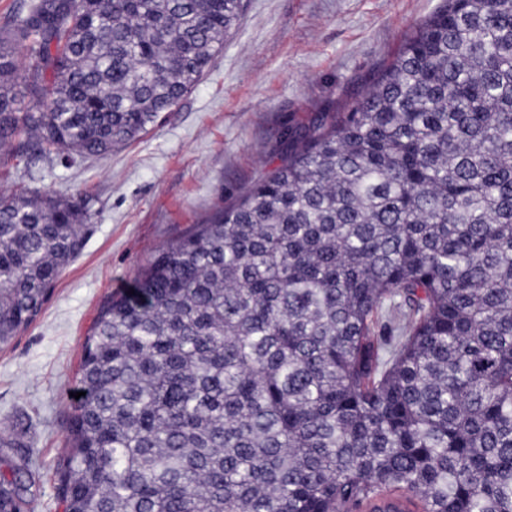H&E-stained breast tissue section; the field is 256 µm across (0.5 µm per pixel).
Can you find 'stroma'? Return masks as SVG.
Returning <instances> with one entry per match:
<instances>
[{
	"mask_svg": "<svg viewBox=\"0 0 512 512\" xmlns=\"http://www.w3.org/2000/svg\"><path fill=\"white\" fill-rule=\"evenodd\" d=\"M441 0H243L238 24L197 85L148 133L103 160L32 158L0 169V191L89 200L80 255L40 315L0 348V454L34 473L37 512H63L57 468L82 343L101 307L160 246L206 223L276 166L283 124L358 97Z\"/></svg>",
	"mask_w": 512,
	"mask_h": 512,
	"instance_id": "1",
	"label": "stroma"
}]
</instances>
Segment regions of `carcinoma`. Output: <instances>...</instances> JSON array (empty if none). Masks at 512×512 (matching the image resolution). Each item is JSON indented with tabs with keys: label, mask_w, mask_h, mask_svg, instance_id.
<instances>
[{
	"label": "carcinoma",
	"mask_w": 512,
	"mask_h": 512,
	"mask_svg": "<svg viewBox=\"0 0 512 512\" xmlns=\"http://www.w3.org/2000/svg\"><path fill=\"white\" fill-rule=\"evenodd\" d=\"M242 0H30L0 165L105 157L189 93ZM37 112L17 107L18 49ZM112 295L82 344L65 512H512V0H443L346 112ZM88 201L0 193V346ZM0 459V512H34Z\"/></svg>",
	"instance_id": "obj_1"
}]
</instances>
